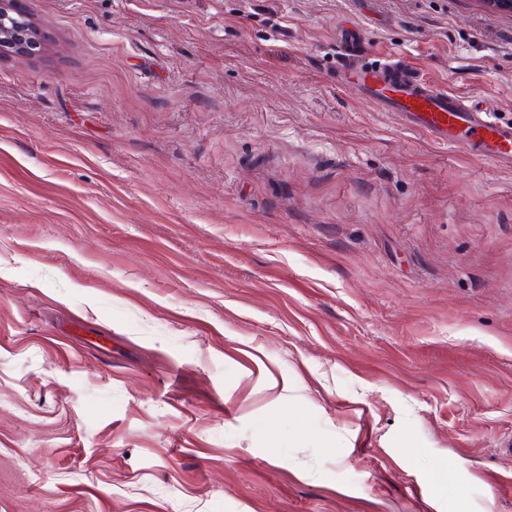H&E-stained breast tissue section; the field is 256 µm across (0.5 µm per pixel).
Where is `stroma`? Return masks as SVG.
Wrapping results in <instances>:
<instances>
[{"label": "stroma", "mask_w": 512, "mask_h": 512, "mask_svg": "<svg viewBox=\"0 0 512 512\" xmlns=\"http://www.w3.org/2000/svg\"><path fill=\"white\" fill-rule=\"evenodd\" d=\"M0 56V512H512V124L478 0H24ZM44 49L35 24L23 8V0L0 1V54L31 58ZM343 44L342 88L377 101L383 112L399 117L405 126L438 146L471 149L495 164L512 166V126L498 122L494 109L440 90L414 73L402 55L365 62L358 54L355 36L343 39Z\"/></svg>", "instance_id": "1"}]
</instances>
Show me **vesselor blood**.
Listing matches in <instances>:
<instances>
[{
    "label": "vessel or blood",
    "mask_w": 512,
    "mask_h": 512,
    "mask_svg": "<svg viewBox=\"0 0 512 512\" xmlns=\"http://www.w3.org/2000/svg\"><path fill=\"white\" fill-rule=\"evenodd\" d=\"M344 45L342 88L377 101L382 111L399 117L438 146L469 149L494 163L512 166V126L498 122L492 108L440 90L414 73L402 55L370 62L362 60L356 37L345 38Z\"/></svg>",
    "instance_id": "vessel-or-blood-1"
}]
</instances>
